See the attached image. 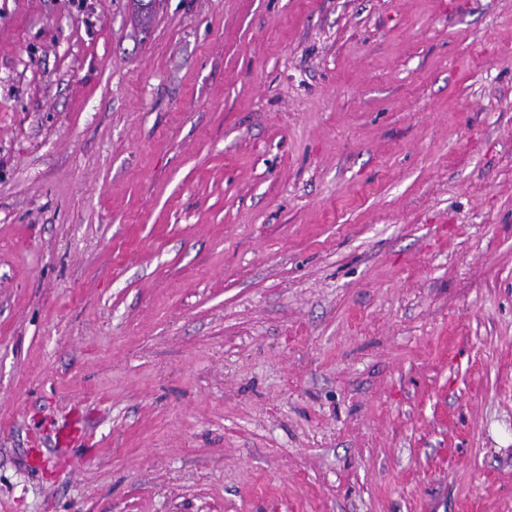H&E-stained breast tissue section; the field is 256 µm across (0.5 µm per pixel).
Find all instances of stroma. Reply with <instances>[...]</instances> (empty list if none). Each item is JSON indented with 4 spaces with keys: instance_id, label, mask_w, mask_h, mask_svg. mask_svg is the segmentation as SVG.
<instances>
[{
    "instance_id": "35a3bbf8",
    "label": "stroma",
    "mask_w": 512,
    "mask_h": 512,
    "mask_svg": "<svg viewBox=\"0 0 512 512\" xmlns=\"http://www.w3.org/2000/svg\"><path fill=\"white\" fill-rule=\"evenodd\" d=\"M0 512H512V0H0Z\"/></svg>"
}]
</instances>
